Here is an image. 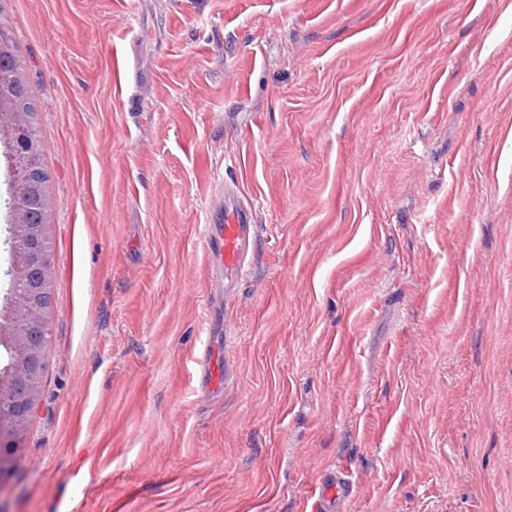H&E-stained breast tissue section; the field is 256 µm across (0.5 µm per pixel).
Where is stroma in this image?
Segmentation results:
<instances>
[{"label":"stroma","mask_w":512,"mask_h":512,"mask_svg":"<svg viewBox=\"0 0 512 512\" xmlns=\"http://www.w3.org/2000/svg\"><path fill=\"white\" fill-rule=\"evenodd\" d=\"M47 370L0 512H512V0H0ZM256 243L230 296L201 229ZM0 153V308L13 255ZM224 347L223 394L197 357ZM31 119L27 112L18 110L12 103L0 99V126L8 130L14 153L9 155L14 195L12 199L11 228L14 236L25 237L29 241V256L16 258L9 271L10 293L15 277L31 278L36 288L45 291L52 280L51 259L42 256L40 249L44 239L49 236L48 209L44 201L45 174L35 166L38 157V142L31 129ZM33 195L32 207L40 213L37 223L29 218L26 199ZM37 298L32 288L24 282L18 284L12 292V302L16 306H25ZM254 211L236 184L224 188L223 209L203 228L208 258L223 270L224 291L237 288L249 266L254 247ZM352 491V482L345 468H336V474L324 478L315 487L314 495H317L315 512H335L338 505L344 502ZM338 512V511H336Z\"/></svg>","instance_id":"1"}]
</instances>
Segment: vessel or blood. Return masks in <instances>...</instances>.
I'll list each match as a JSON object with an SVG mask.
<instances>
[{"mask_svg":"<svg viewBox=\"0 0 512 512\" xmlns=\"http://www.w3.org/2000/svg\"><path fill=\"white\" fill-rule=\"evenodd\" d=\"M203 241L208 258L223 272L225 291H233L245 275L254 247V211L245 203L237 185L225 186L223 208L205 224ZM198 364L208 388L223 391L228 382V365L220 363L210 349L201 352ZM351 491L352 482L347 471L337 468L335 475L316 486L314 512H336Z\"/></svg>","mask_w":512,"mask_h":512,"instance_id":"1","label":"vessel or blood"}]
</instances>
